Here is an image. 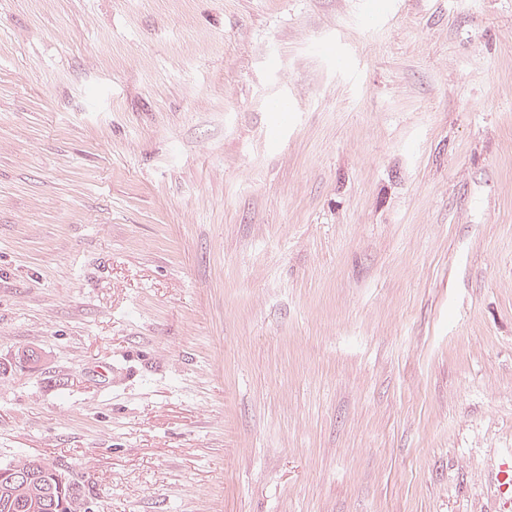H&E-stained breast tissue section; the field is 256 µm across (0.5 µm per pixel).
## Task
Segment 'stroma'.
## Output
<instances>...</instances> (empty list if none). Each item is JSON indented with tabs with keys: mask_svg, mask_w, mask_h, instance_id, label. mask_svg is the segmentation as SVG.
<instances>
[{
	"mask_svg": "<svg viewBox=\"0 0 512 512\" xmlns=\"http://www.w3.org/2000/svg\"><path fill=\"white\" fill-rule=\"evenodd\" d=\"M1 363L90 512H512V0H0Z\"/></svg>",
	"mask_w": 512,
	"mask_h": 512,
	"instance_id": "35a3bbf8",
	"label": "stroma"
}]
</instances>
